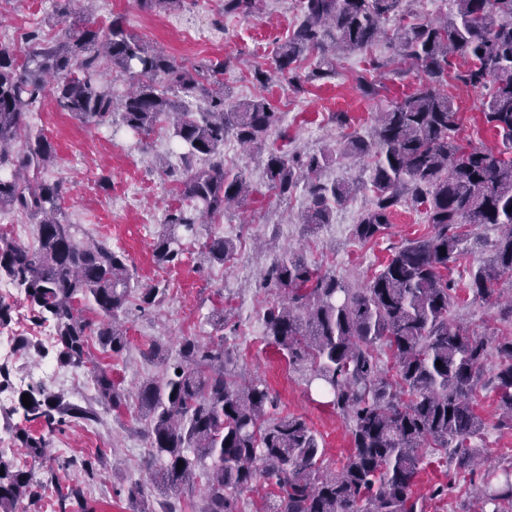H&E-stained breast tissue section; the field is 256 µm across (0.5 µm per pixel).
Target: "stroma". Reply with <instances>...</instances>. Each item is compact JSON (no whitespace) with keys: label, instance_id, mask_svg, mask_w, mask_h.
I'll return each instance as SVG.
<instances>
[{"label":"stroma","instance_id":"35a3bbf8","mask_svg":"<svg viewBox=\"0 0 512 512\" xmlns=\"http://www.w3.org/2000/svg\"><path fill=\"white\" fill-rule=\"evenodd\" d=\"M80 23L96 28L108 25L114 15H123L128 29L146 43L165 50L177 62L194 67L216 57H230L235 68L228 75L238 101L266 99L283 114L282 127L288 132L289 149L314 153L343 145L349 130L369 135L374 113L386 110L416 86L415 74L398 76L385 72L376 97L363 96L355 76L365 68L368 55L353 53L337 63L335 77L308 85L306 92L293 91L287 77L278 76L267 84L253 78L255 66L270 68L272 50L287 39L299 17L297 0H262L258 13L249 17L225 15L223 0H184L175 10H141L136 0H94L92 8L76 4ZM65 23L53 14L52 0H0V42L24 45L30 32L43 40L59 39ZM448 92L459 107L462 122L457 132L463 141L489 149H499L501 139L486 128L480 112L487 99L483 90L460 84ZM336 112L348 113L350 127L332 121ZM35 132L45 136L56 152L47 178H66L72 190L62 204L70 223L80 225L88 238L106 240L125 251L128 263L141 283H161L167 287L164 301L147 312L130 310L124 318L127 350L120 357H104L114 379L128 391H135L146 378L157 375L158 367L144 361L141 349L150 340L163 338L176 343L182 336H205L225 341L239 370L265 382L277 397L278 411L305 419L316 432L325 450L324 463L337 469L352 450L351 425L343 416L321 403L316 386L308 382L309 366L290 365L282 353L270 345L253 344V337L264 331L262 314L277 298L275 289L264 287L261 271L273 258L260 242L271 239L301 253L319 271L330 272L351 287H362L381 268L394 246L408 239L429 234L430 225L423 209L398 207L383 240L362 244L352 230L369 206L370 192L354 195L336 209L330 223L321 225L311 236L303 235L298 222L307 206L304 191L280 200L270 189L263 164L255 152L236 141L224 145V165L244 171L255 192L246 209L232 211L204 221L195 240L186 242L181 264L163 267L153 257L152 244L167 209L177 206L179 197L173 184L159 173L160 158L170 157L172 142L167 130H156L144 143L125 129L112 124L81 123L71 113L60 111L52 91H45L30 118ZM462 264L448 272L456 287H467L473 270L483 264L499 230L490 224L469 227ZM218 234L234 244L233 255L221 265L210 264L201 252V243ZM230 302L235 332H224L208 316L212 308ZM497 304L476 300L455 303L450 309L454 323L469 333L498 334L511 327L501 319ZM9 387L0 391V434L9 439L0 456L22 457L24 450L17 433L37 435L40 425L26 421L14 406L15 390L26 382H38L44 374L53 377L52 389L66 401L83 404L93 394L77 370L58 366L54 352L39 354L12 348L5 361ZM475 408L485 425V438L479 446L486 467L512 463V431L497 429V403L493 394L483 391L474 396ZM147 443L143 424L135 409L104 411L99 421L77 422L56 435L46 457L33 463L35 498L20 503L21 512H54L57 489L81 487L95 512H131L120 489L122 485L147 475ZM77 459L68 470H57L55 457ZM94 465L86 475L81 461ZM446 484L448 496L432 499L434 485ZM423 501L425 512H468L476 488L453 469L430 464L423 466L413 487Z\"/></svg>","mask_w":512,"mask_h":512}]
</instances>
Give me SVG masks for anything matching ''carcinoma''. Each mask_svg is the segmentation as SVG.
I'll return each mask as SVG.
<instances>
[{
  "instance_id": "obj_1",
  "label": "carcinoma",
  "mask_w": 512,
  "mask_h": 512,
  "mask_svg": "<svg viewBox=\"0 0 512 512\" xmlns=\"http://www.w3.org/2000/svg\"><path fill=\"white\" fill-rule=\"evenodd\" d=\"M260 2L224 0V14L248 17ZM403 2L299 0L300 23L273 51L275 71L301 92L336 74L337 52L364 50L386 36L393 17L391 61H369L357 85L367 97L378 95L377 76L391 62L400 65L398 76L418 74L415 89L377 113L369 137H351L344 153L374 159L372 206L354 226L356 239L367 243L384 235L403 203L424 207L433 233L394 247L363 288L317 272L284 248L262 273L267 285L284 293L263 312L265 339L289 364L310 365V382L325 405L352 423V451L336 471H324V449L312 428L300 417L277 415L263 382L237 380L225 341L184 336L175 356L164 358L162 374L136 394L137 412L147 422L150 481L166 496L162 512H183L182 495L199 480V512H239L237 494L260 479L273 491L256 512H424L413 486L426 457L450 454L464 478L478 471L481 452L471 444L484 431L473 404L477 389L494 394L497 426L512 430V336L471 335L449 320L455 288L444 274L463 256L464 227L493 224L502 234L469 292L487 301L498 283L512 284V0H451V13L423 23L408 21ZM308 52L317 53V61L302 74L299 62ZM454 57L466 68L452 70ZM104 59L132 79L120 100L104 80ZM232 67L226 57L190 70L131 33L121 15L105 30L73 22L61 40L30 51L0 43V210L38 218L33 249L0 234V283L24 290L32 320L53 327L58 364L90 370L95 392L84 407L40 384L28 387L31 406L24 414L47 433L94 422L99 408L127 406L111 370L94 360L92 342L121 353L126 336L119 319L131 290L139 292L143 308L161 303L167 291L132 285L124 251L80 240L77 225L64 218L70 187L63 178H44L53 149L28 121L47 85L58 108L83 123L103 125L118 115L141 137L162 122L172 128L182 163L164 161L160 171L182 205L166 214L154 240L160 265L178 264L183 240L195 238L204 219L224 215L253 192L243 173L224 167L230 138L264 152L269 185L280 197L303 187L306 226L330 223L333 207L356 193L354 180L322 179L336 151L300 154L269 142L280 113L265 99L229 101L224 74ZM450 78L491 88L482 121L501 137L503 149L465 146L455 137L459 112L444 90ZM206 83V106L192 108L190 99ZM203 248L220 265L234 250L222 236ZM82 302L92 304L99 319L83 316ZM379 345L391 352V377L380 374ZM491 347L499 366L487 379ZM22 442L34 461L49 446L42 434L24 433ZM31 487L27 468L0 457V512H18ZM126 496L132 512H154L146 507L143 482H130ZM477 498L474 512H512V464L484 470Z\"/></svg>"
}]
</instances>
